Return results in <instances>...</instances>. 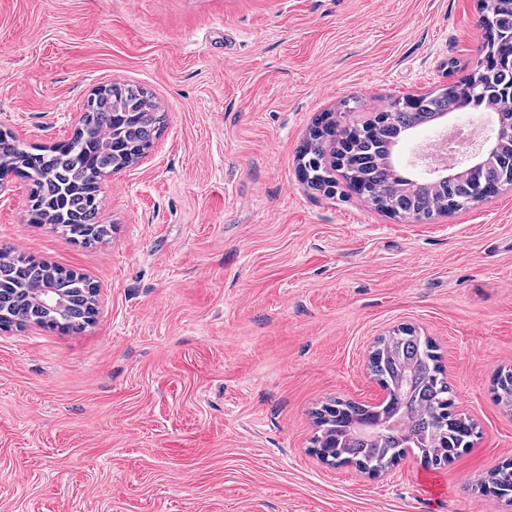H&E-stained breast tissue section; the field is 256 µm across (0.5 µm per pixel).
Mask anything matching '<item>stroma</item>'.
<instances>
[{
	"mask_svg": "<svg viewBox=\"0 0 512 512\" xmlns=\"http://www.w3.org/2000/svg\"><path fill=\"white\" fill-rule=\"evenodd\" d=\"M477 0H0V130L68 140L98 87L165 126L101 186L85 246L0 195V248L82 273L94 321L0 331V512H512V189L426 223L301 182L317 118L359 120L470 72ZM437 347L469 448L386 476L312 452V413L378 403L368 356Z\"/></svg>",
	"mask_w": 512,
	"mask_h": 512,
	"instance_id": "obj_1",
	"label": "stroma"
}]
</instances>
